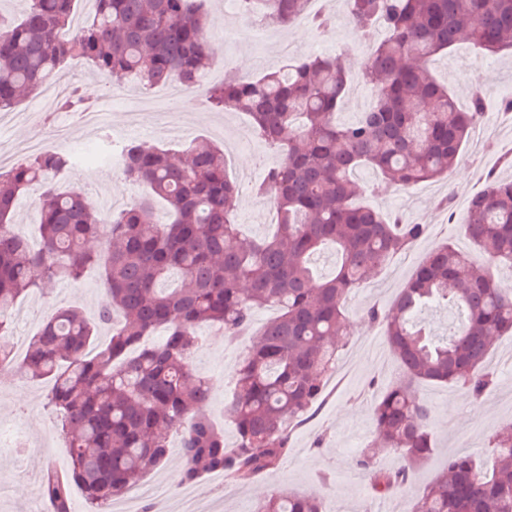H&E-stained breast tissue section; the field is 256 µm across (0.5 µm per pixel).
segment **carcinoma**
I'll list each match as a JSON object with an SVG mask.
<instances>
[{
	"label": "carcinoma",
	"mask_w": 512,
	"mask_h": 512,
	"mask_svg": "<svg viewBox=\"0 0 512 512\" xmlns=\"http://www.w3.org/2000/svg\"><path fill=\"white\" fill-rule=\"evenodd\" d=\"M18 20L0 15V111L40 88L71 57L102 78L123 75L145 87L177 80L199 85L208 68L213 28L207 0H92L93 18L72 24L75 0H28ZM310 0H240L247 19L288 26L307 15ZM349 22L370 55L361 82L372 105L352 122L336 119L349 86L339 56H313L260 77L232 69L205 87L218 112L246 113L253 134L279 154L263 181L249 187L278 216L268 238L244 242L234 211L244 187L226 171L224 150L194 142L183 158L159 146H123V175L147 194L108 213L92 207L79 187L60 191L49 177L73 166V154L45 150L0 173V336L11 332L19 299L59 279L80 282L98 272L108 302L94 320L62 309L31 340L27 374L49 380L47 405L70 448L63 474L47 471L42 494L50 512H71L70 487L83 490L89 512H109L165 459L181 433L184 480L224 472L239 482L277 470L297 424L319 404L338 352L351 336L345 302L395 255L425 233L421 224L358 204L357 174L368 167L402 188L448 175L484 98L466 109L430 73L433 58L467 40L492 54L512 53V0H346ZM385 32V38L375 40ZM488 186L468 204L464 228L488 259L512 269V178L487 173ZM45 184L38 210L41 246L13 230L17 197ZM166 201L172 220L155 222L152 200ZM336 246L335 275L320 281L310 258ZM180 274L177 287L159 283ZM457 319L449 334L426 326L440 305ZM279 315L245 348L224 417L238 440L229 446L204 402L208 377L190 363L202 324L234 342L253 311ZM402 376L373 411L377 441L354 465L385 497L407 481L434 448L432 409L418 397L422 382L458 385L484 395L494 384L488 354L512 334V293L489 269L450 244L432 250L389 309L370 307ZM110 330L98 345L99 330ZM166 331L159 344L144 338ZM494 468L483 472L470 455L448 457L414 501L411 512H512V425L492 441ZM390 451L398 466L381 470ZM253 512H322L320 498L289 489L256 503Z\"/></svg>",
	"instance_id": "obj_1"
}]
</instances>
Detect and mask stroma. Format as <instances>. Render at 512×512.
Returning <instances> with one entry per match:
<instances>
[{
    "instance_id": "obj_1",
    "label": "stroma",
    "mask_w": 512,
    "mask_h": 512,
    "mask_svg": "<svg viewBox=\"0 0 512 512\" xmlns=\"http://www.w3.org/2000/svg\"><path fill=\"white\" fill-rule=\"evenodd\" d=\"M313 7L333 16L335 27L330 33L318 34L310 22L301 19L287 27H274L265 47H258L245 37L237 38L229 47L224 42L223 29L240 27L242 20L239 15L225 13L224 0H211L209 9L216 33L211 41L207 82H222L228 67L256 77L289 61L309 55H335L344 44H356L345 0H314ZM431 72L456 95L460 107H468L472 93H483L484 120L495 131L493 144L476 160L469 152H462L446 180L409 189L375 181L370 170H362L363 181L375 185L363 197L367 205L398 215L405 223L424 225L426 232L411 250L394 256L377 276L348 298L346 309L352 334L339 353L336 372L326 383L314 418L293 431L291 453L279 470L244 484L230 481L221 473L194 481V488L204 498L216 486H223L219 512H251L257 501L278 488L317 495L324 512H377L381 507L386 512H408L423 487L443 469L450 454L462 450L477 464H492V437L499 427L512 422V335L500 337L489 355L494 364L495 385L483 398L473 399L452 385L418 386V395L429 402L433 411L435 449L428 461L414 470L407 484L391 496L377 497L369 475L354 465L360 450L374 438L373 407L401 374L383 328L365 320V310L372 306L389 308L416 267L438 245L452 244L474 263L483 264V253L473 246L460 219H449L441 202L457 194L468 200L482 193L487 187L488 170H496L503 178L512 177V169L498 160L502 151L512 148V124L497 122L502 101L512 99V54H488L461 42L440 54L432 63ZM107 111L111 124L108 137L79 129L70 140L62 142L63 150L80 151L84 163L75 177L56 180V187L85 185L117 207L142 196L143 186L129 182L122 172L113 171L102 161L116 140L146 142L174 151L194 140L224 141L232 146L226 155L229 176L250 183L261 181L277 161L276 154L254 138L248 115L215 112L200 99H186L181 109L159 116L144 113L135 126L130 125L122 101L112 102ZM236 221L242 226L244 238L255 240L271 232L277 215L265 201L246 196L239 202ZM105 300L96 272H88L79 283L57 281L47 292L30 294L19 301L13 332L0 338V348L11 351L18 345L27 346L43 321L59 307H78L92 315ZM197 334L204 337L205 343L191 357L194 369L211 379H223L224 384L232 383L242 346L225 342L223 331L212 325L200 326ZM47 390L46 380L29 378L0 388V416L15 419L27 441L21 452L0 456V512H28L46 469L62 473L69 466V450L58 432L56 415L47 405ZM181 474L180 437L175 434L165 463L145 478L146 483L163 487V498L152 502L154 512H180Z\"/></svg>"
}]
</instances>
